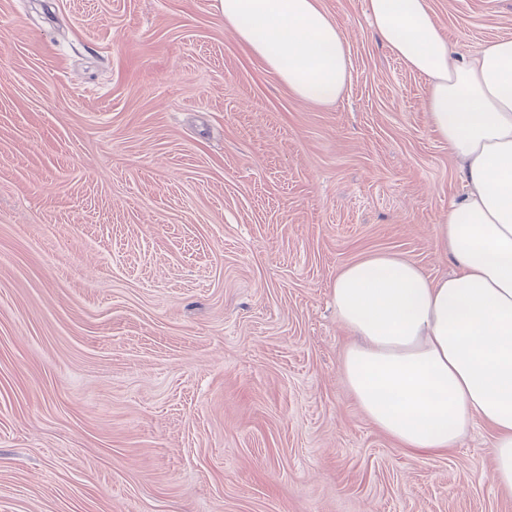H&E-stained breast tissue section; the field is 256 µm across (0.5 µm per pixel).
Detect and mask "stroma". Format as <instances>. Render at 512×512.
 <instances>
[{
  "mask_svg": "<svg viewBox=\"0 0 512 512\" xmlns=\"http://www.w3.org/2000/svg\"><path fill=\"white\" fill-rule=\"evenodd\" d=\"M321 3L332 106L216 0H0V512H512L485 424L416 457L342 380L337 272L451 274L465 186L366 0ZM429 4L512 38V0Z\"/></svg>",
  "mask_w": 512,
  "mask_h": 512,
  "instance_id": "obj_1",
  "label": "stroma"
}]
</instances>
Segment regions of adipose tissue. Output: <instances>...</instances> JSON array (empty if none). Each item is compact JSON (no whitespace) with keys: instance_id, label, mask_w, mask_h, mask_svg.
<instances>
[{"instance_id":"adipose-tissue-1","label":"adipose tissue","mask_w":512,"mask_h":512,"mask_svg":"<svg viewBox=\"0 0 512 512\" xmlns=\"http://www.w3.org/2000/svg\"><path fill=\"white\" fill-rule=\"evenodd\" d=\"M224 28L299 99L329 106L350 82L346 40L320 0H218ZM373 33L427 80L429 124L459 161L465 197L439 226L455 274L434 280L377 253L344 265L332 299L358 342L341 375L368 418L417 456L492 431L494 481L512 490V39L465 57L428 0H367Z\"/></svg>"}]
</instances>
